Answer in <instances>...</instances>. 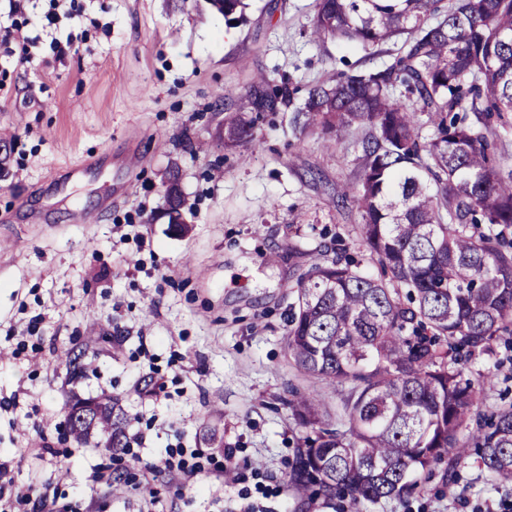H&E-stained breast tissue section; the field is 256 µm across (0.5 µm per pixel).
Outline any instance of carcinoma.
Here are the masks:
<instances>
[{
    "label": "carcinoma",
    "mask_w": 512,
    "mask_h": 512,
    "mask_svg": "<svg viewBox=\"0 0 512 512\" xmlns=\"http://www.w3.org/2000/svg\"><path fill=\"white\" fill-rule=\"evenodd\" d=\"M222 2L211 8L227 23L244 20V0ZM313 33L364 51L403 37L391 65L310 87L293 116L302 131L371 130L359 180L336 206L358 210L369 259L390 278L339 257L297 278L288 356L347 390L334 422L313 393L288 401L307 429L288 484L369 512L412 494L415 476L445 458L452 479L474 454L487 484L512 482V403L484 417L480 381L468 374L512 324V182L487 128L467 120L512 112V0H319ZM289 100L286 87L256 90L250 105L273 112ZM254 136L239 113L225 117L224 146ZM79 406L91 418L69 422L76 441L127 447L118 400L78 399L69 411Z\"/></svg>",
    "instance_id": "obj_1"
}]
</instances>
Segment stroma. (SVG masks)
<instances>
[{
  "instance_id": "1",
  "label": "stroma",
  "mask_w": 512,
  "mask_h": 512,
  "mask_svg": "<svg viewBox=\"0 0 512 512\" xmlns=\"http://www.w3.org/2000/svg\"><path fill=\"white\" fill-rule=\"evenodd\" d=\"M230 26L206 0H0V34L21 25L40 61L0 62V512L35 486L76 512H341L287 473L304 431L287 402L317 391L335 414L344 387L298 371L286 347L298 268L336 250L370 270L360 213L336 192L358 181L367 131L294 129L312 85L389 66L400 44L364 52L311 35L318 0H245ZM75 37L89 51L59 56ZM287 85L292 106L252 111L257 75ZM229 103L254 123L253 142L224 144ZM91 164L50 187L52 171ZM178 171L189 231L164 217ZM78 359L70 366L59 357ZM489 376L482 410L512 400V338L475 360ZM107 395L128 414L126 448L77 443L75 400ZM65 452L63 463L44 446ZM199 450L242 482L185 479L147 465ZM450 506L447 463L414 495L371 512H471L497 499L473 460L459 462Z\"/></svg>"
}]
</instances>
